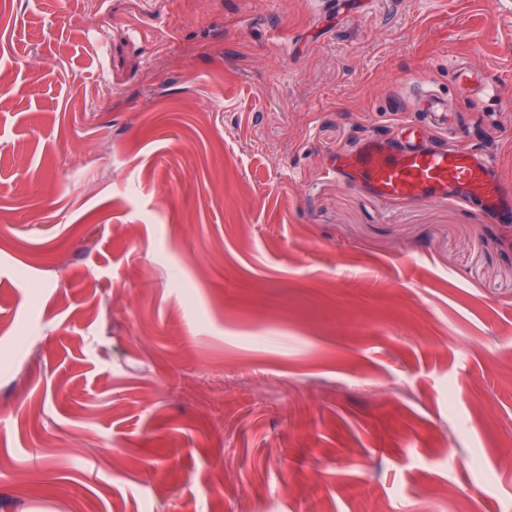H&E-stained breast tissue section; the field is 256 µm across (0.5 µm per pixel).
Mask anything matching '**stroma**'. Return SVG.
Listing matches in <instances>:
<instances>
[{
  "instance_id": "stroma-1",
  "label": "stroma",
  "mask_w": 512,
  "mask_h": 512,
  "mask_svg": "<svg viewBox=\"0 0 512 512\" xmlns=\"http://www.w3.org/2000/svg\"><path fill=\"white\" fill-rule=\"evenodd\" d=\"M419 76L511 203L512 0H0V512H512V226L327 170Z\"/></svg>"
}]
</instances>
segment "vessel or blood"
<instances>
[{
  "label": "vessel or blood",
  "mask_w": 512,
  "mask_h": 512,
  "mask_svg": "<svg viewBox=\"0 0 512 512\" xmlns=\"http://www.w3.org/2000/svg\"><path fill=\"white\" fill-rule=\"evenodd\" d=\"M336 174L393 199L444 202L458 191L463 202L478 204L488 219L512 222V210L498 205L501 188L489 156L449 141L428 142L413 131L398 145L376 140L361 143L345 155Z\"/></svg>",
  "instance_id": "b4317fda"
}]
</instances>
